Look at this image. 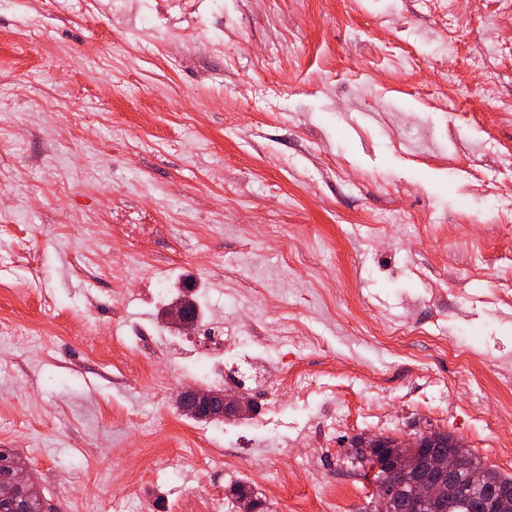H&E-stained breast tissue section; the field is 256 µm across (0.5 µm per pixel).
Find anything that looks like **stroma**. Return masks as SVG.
I'll return each instance as SVG.
<instances>
[{
    "label": "stroma",
    "instance_id": "35a3bbf8",
    "mask_svg": "<svg viewBox=\"0 0 512 512\" xmlns=\"http://www.w3.org/2000/svg\"><path fill=\"white\" fill-rule=\"evenodd\" d=\"M37 35L46 47L0 73V209L26 229L40 271L14 237L0 231V320L28 336L0 334V448H14L57 512H190L198 484L229 489L237 479L271 512L314 502V481L297 459L337 397L352 417L336 428L334 456L317 479H362L352 438L404 439L432 429L464 441L485 464L512 475V460L490 450L499 428L487 416L512 390V303L496 277L512 269V118L480 96L465 72L458 120L433 108L422 90L440 87L457 57L419 0H0V54ZM405 38L410 61L386 42ZM93 138L99 161L78 173ZM140 199L176 227L173 251L145 277L178 286L191 280L205 327L224 330V370L249 386L257 409L248 426L226 427L216 447L241 440L236 475L223 470L161 471L153 458L178 457V437L195 420L174 402L206 387L197 348L165 325L164 303L140 282L119 281L104 260L127 261L123 241L99 247L86 230L112 219L113 201ZM408 209L421 224H403ZM198 221L187 224L184 211ZM253 247H243V240ZM487 248L488 269L467 271L472 247ZM263 281L245 294L241 276ZM56 315L42 316L44 300ZM97 323L100 336L85 342ZM265 325V351L239 336ZM410 327L392 340L369 325ZM151 335L149 347L140 344ZM320 371L324 390L279 392L288 409L268 412L253 391L284 354ZM446 378H476L468 400L448 414ZM384 376L381 398L372 384ZM168 387L160 404L154 385ZM386 404V425L362 414ZM139 414L146 429L124 422ZM277 457L282 484L266 481Z\"/></svg>",
    "mask_w": 512,
    "mask_h": 512
}]
</instances>
